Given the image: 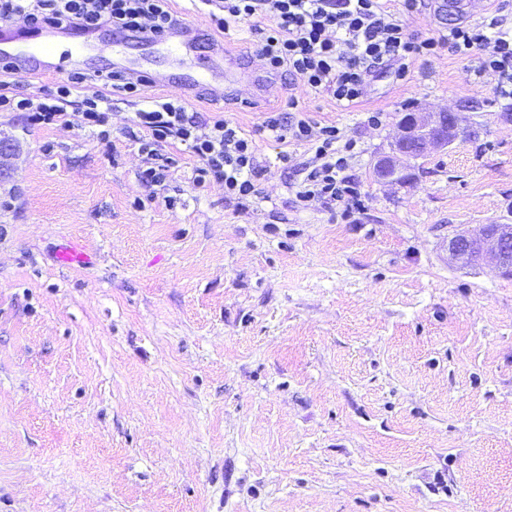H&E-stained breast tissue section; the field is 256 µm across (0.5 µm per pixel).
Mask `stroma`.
<instances>
[{"label":"stroma","mask_w":512,"mask_h":512,"mask_svg":"<svg viewBox=\"0 0 512 512\" xmlns=\"http://www.w3.org/2000/svg\"><path fill=\"white\" fill-rule=\"evenodd\" d=\"M391 9L414 39L448 31L434 0ZM270 23L188 55L116 33L81 70L126 56L193 73L217 43L252 59ZM482 55L443 46L349 107L284 71L272 95L244 83L225 103L149 87L105 139L0 112L18 143L0 181V512H512V279L448 255L449 236L512 215V100ZM155 97L251 137L255 197L194 184L198 160L172 140L158 152L178 166L143 186L152 157L126 130ZM292 102L356 141L352 215L296 204L312 154L263 129ZM416 105L479 136L382 185L373 164ZM75 240L92 264L59 266Z\"/></svg>","instance_id":"35a3bbf8"}]
</instances>
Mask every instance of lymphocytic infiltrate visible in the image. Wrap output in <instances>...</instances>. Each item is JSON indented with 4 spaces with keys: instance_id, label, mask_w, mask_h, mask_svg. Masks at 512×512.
<instances>
[{
    "instance_id": "f902f5d3",
    "label": "lymphocytic infiltrate",
    "mask_w": 512,
    "mask_h": 512,
    "mask_svg": "<svg viewBox=\"0 0 512 512\" xmlns=\"http://www.w3.org/2000/svg\"><path fill=\"white\" fill-rule=\"evenodd\" d=\"M197 12L219 33L226 34L249 18L272 16L256 50L273 70L288 69L305 78L309 87L329 93L342 106L357 102L368 77L378 70L392 69L405 77L414 57L430 54L434 40L408 37L402 21L391 13L385 0H193ZM0 17L21 19L27 25L73 26L91 31L106 24L136 32L148 29L156 35L170 31L176 16L168 0H0ZM448 42L455 51L468 53L489 46L486 67L498 72L502 84L512 87V28L502 21L457 25L449 29ZM99 91L74 100L73 92L83 83L80 74L69 76L53 93L42 98L23 94H0V112H23L31 121L50 124L66 118L77 107L84 125L102 127L111 111L113 92L137 94L147 78L135 80L112 72L95 75ZM153 142L170 139L189 146L199 164L195 183L223 181L228 198L244 200L256 193L262 167L252 140L224 119L199 122L184 105L160 99L150 109L138 112ZM276 140L307 143L314 156L296 193L303 206L316 202L353 201L357 189L344 175L349 165L352 141L344 140L333 125L315 127L292 113H281L267 122Z\"/></svg>"
}]
</instances>
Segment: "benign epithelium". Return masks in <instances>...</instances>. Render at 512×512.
I'll return each instance as SVG.
<instances>
[{"mask_svg": "<svg viewBox=\"0 0 512 512\" xmlns=\"http://www.w3.org/2000/svg\"><path fill=\"white\" fill-rule=\"evenodd\" d=\"M396 128L390 151L378 156L374 164V175L381 184L404 181L407 167L401 163L402 159L445 151L466 132L458 113L419 107L403 113ZM15 150L16 144L12 139L0 137V177L6 175ZM488 252L495 255L500 276L512 275L511 222L484 224L473 233L458 234L448 239V253L461 265H473Z\"/></svg>", "mask_w": 512, "mask_h": 512, "instance_id": "obj_1", "label": "benign epithelium"}]
</instances>
